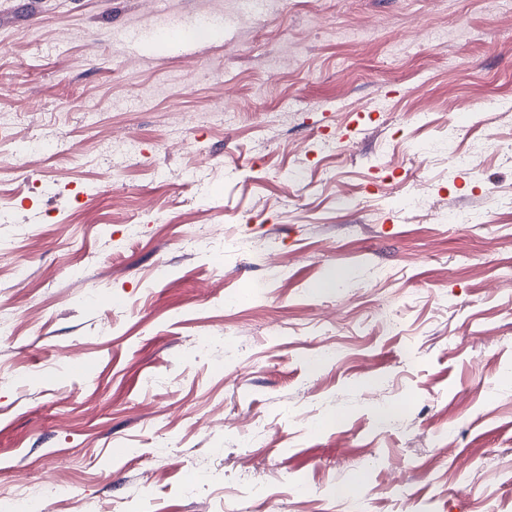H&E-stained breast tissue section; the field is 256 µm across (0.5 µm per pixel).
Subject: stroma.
Returning a JSON list of instances; mask_svg holds the SVG:
<instances>
[{"mask_svg": "<svg viewBox=\"0 0 512 512\" xmlns=\"http://www.w3.org/2000/svg\"><path fill=\"white\" fill-rule=\"evenodd\" d=\"M268 2L0 0V493L512 512V0ZM210 20H200L183 27L164 28L154 31L150 36L140 39L137 35L127 38V47L136 51L165 50L178 47L190 49L204 33H220L223 27L212 24Z\"/></svg>", "mask_w": 512, "mask_h": 512, "instance_id": "obj_1", "label": "stroma"}]
</instances>
